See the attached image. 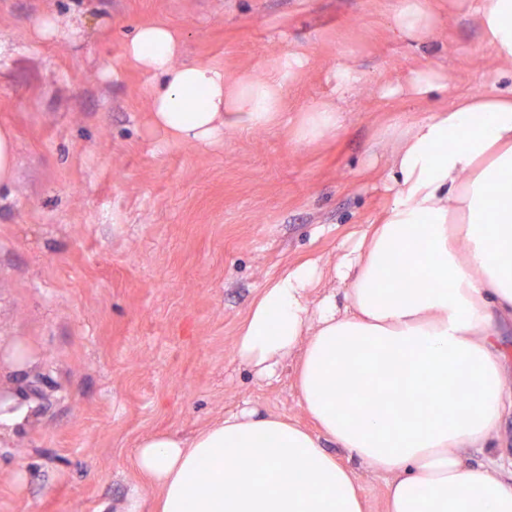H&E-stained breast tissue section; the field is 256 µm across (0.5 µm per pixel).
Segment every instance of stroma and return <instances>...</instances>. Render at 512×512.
Segmentation results:
<instances>
[{
    "mask_svg": "<svg viewBox=\"0 0 512 512\" xmlns=\"http://www.w3.org/2000/svg\"><path fill=\"white\" fill-rule=\"evenodd\" d=\"M433 2L435 28L411 42L393 27L399 0H0V127L17 150L0 185V402L26 412L0 423V512H152L133 462L145 437L244 410L306 422L289 368L269 378L237 361L247 311L378 223L393 193L386 126L507 85L480 28ZM39 15L65 36L32 40ZM146 22L235 81L304 50L284 119L212 147L167 143L150 126L151 78L124 56ZM343 65L361 80L340 99ZM430 68L444 92L412 94ZM335 99L342 127L297 143L292 119Z\"/></svg>",
    "mask_w": 512,
    "mask_h": 512,
    "instance_id": "1",
    "label": "stroma"
}]
</instances>
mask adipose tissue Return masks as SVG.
Instances as JSON below:
<instances>
[{
	"label": "adipose tissue",
	"mask_w": 512,
	"mask_h": 512,
	"mask_svg": "<svg viewBox=\"0 0 512 512\" xmlns=\"http://www.w3.org/2000/svg\"><path fill=\"white\" fill-rule=\"evenodd\" d=\"M479 23L497 60L512 65V0H451ZM403 38L429 34L430 0H400ZM181 38L140 26L126 59L150 74L151 121L178 141L207 147L225 132L262 129L281 116L287 81L308 58L296 50L261 80L228 83L224 69L176 63ZM326 102L295 122L298 142L336 132ZM397 192L329 272L292 267L264 288L239 330L240 363L273 374L289 365L316 424L243 412L189 439H143L135 466L158 492L154 512H363L355 474L326 451L347 450L387 481V512H512V458L475 465L467 454L502 441L512 383L500 342L512 327V87L463 95L413 124H392ZM342 286L311 303L322 276ZM468 371L477 389L449 401ZM378 388V410L353 415L331 382Z\"/></svg>",
	"instance_id": "ef3b65f1"
}]
</instances>
